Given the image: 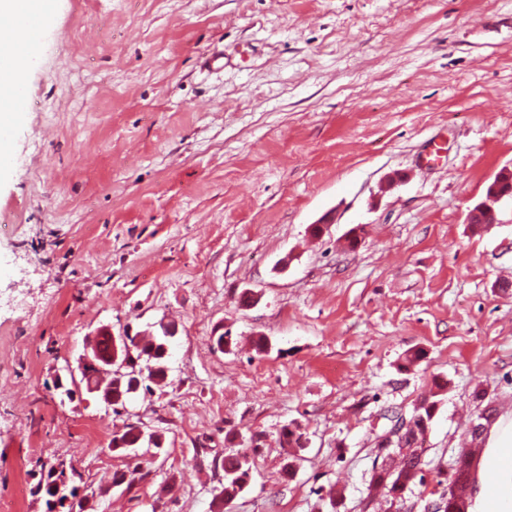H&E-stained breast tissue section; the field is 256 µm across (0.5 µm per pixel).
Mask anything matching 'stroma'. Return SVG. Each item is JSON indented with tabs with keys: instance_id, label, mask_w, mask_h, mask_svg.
<instances>
[{
	"instance_id": "35a3bbf8",
	"label": "stroma",
	"mask_w": 512,
	"mask_h": 512,
	"mask_svg": "<svg viewBox=\"0 0 512 512\" xmlns=\"http://www.w3.org/2000/svg\"><path fill=\"white\" fill-rule=\"evenodd\" d=\"M40 45L0 169V507L47 512L62 461L91 512H386L362 507L377 443L433 377L432 466L469 447L475 390L512 414V204L466 222L512 167V0H56ZM165 324L163 390L117 414L56 390L101 326ZM129 424L162 449L112 453ZM253 465L254 460L246 451L229 449L224 454V483L214 503L216 508L219 509L223 502L233 501L248 489Z\"/></svg>"
}]
</instances>
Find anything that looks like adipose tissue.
Returning <instances> with one entry per match:
<instances>
[{
    "instance_id": "1",
    "label": "adipose tissue",
    "mask_w": 512,
    "mask_h": 512,
    "mask_svg": "<svg viewBox=\"0 0 512 512\" xmlns=\"http://www.w3.org/2000/svg\"><path fill=\"white\" fill-rule=\"evenodd\" d=\"M20 0H0V120L15 119L13 110L22 72L33 66L36 54L30 53L21 31L10 20ZM481 480L469 512H512V418H500L489 431L478 461Z\"/></svg>"
}]
</instances>
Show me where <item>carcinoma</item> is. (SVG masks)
<instances>
[{
    "mask_svg": "<svg viewBox=\"0 0 512 512\" xmlns=\"http://www.w3.org/2000/svg\"><path fill=\"white\" fill-rule=\"evenodd\" d=\"M165 341L158 336H145L138 340L135 357L129 358L126 372L135 374L144 381L142 389L149 393L152 387H160L165 381L162 371L152 372L149 366L161 365L164 354ZM147 374H142V370ZM445 389V385L436 381L428 395L414 407L413 414L407 418L395 413L391 417L393 422L391 438L387 443L377 444L370 480L366 487L364 501L370 507L375 503L377 496H383L389 501L394 512H404L407 502L406 495L412 487L425 483V467L428 466L423 458L424 449L420 442L425 437L439 403L438 397ZM135 389L131 387L128 378L112 377V406H124ZM496 410L488 404L478 411L477 417L471 426V443H476L487 430L489 424L495 419ZM135 426L129 424L121 431L112 433L109 443L110 450L117 454L131 451L130 445L136 441ZM254 460L246 451L231 449L224 454L222 468L224 470V483L215 506L224 502H231L243 494L249 487ZM457 466V475L461 479L458 493H448V478L443 476L444 470L440 467L434 469V480L441 487L438 491V500L443 504L440 512H449L448 499H453L454 512H468L472 506L475 492V473L473 468V453L469 448L461 449L454 461Z\"/></svg>",
    "mask_w": 512,
    "mask_h": 512,
    "instance_id": "obj_1",
    "label": "carcinoma"
}]
</instances>
